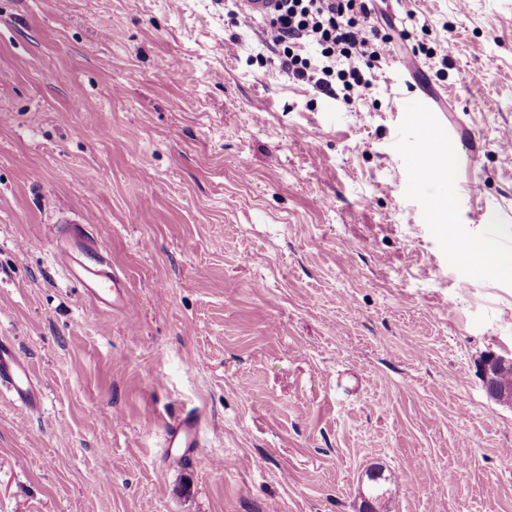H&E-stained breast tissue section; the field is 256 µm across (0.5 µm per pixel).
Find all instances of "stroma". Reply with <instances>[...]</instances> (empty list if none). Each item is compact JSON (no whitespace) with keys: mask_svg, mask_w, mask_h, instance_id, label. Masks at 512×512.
<instances>
[{"mask_svg":"<svg viewBox=\"0 0 512 512\" xmlns=\"http://www.w3.org/2000/svg\"><path fill=\"white\" fill-rule=\"evenodd\" d=\"M232 8L0 0V339L44 388L31 412L0 386V512H359L373 466L387 512H512L479 372L512 355V280L444 227L512 252V0H377L412 66L348 101ZM429 141L447 184L410 178ZM74 224L129 309L58 264ZM202 418L199 413L186 412L172 420L164 431V448H185L188 455L191 448L200 447Z\"/></svg>","mask_w":512,"mask_h":512,"instance_id":"35a3bbf8","label":"stroma"}]
</instances>
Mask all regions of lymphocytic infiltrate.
<instances>
[{
    "mask_svg": "<svg viewBox=\"0 0 512 512\" xmlns=\"http://www.w3.org/2000/svg\"><path fill=\"white\" fill-rule=\"evenodd\" d=\"M265 18L270 43L294 80L344 98L362 94L365 76L384 59L391 39L373 23L372 0H274Z\"/></svg>",
    "mask_w": 512,
    "mask_h": 512,
    "instance_id": "obj_1",
    "label": "lymphocytic infiltrate"
}]
</instances>
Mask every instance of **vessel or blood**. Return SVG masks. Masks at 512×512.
Here are the masks:
<instances>
[{
  "label": "vessel or blood",
  "instance_id": "obj_1",
  "mask_svg": "<svg viewBox=\"0 0 512 512\" xmlns=\"http://www.w3.org/2000/svg\"><path fill=\"white\" fill-rule=\"evenodd\" d=\"M88 247L82 234L72 236L70 249L61 251L59 260L74 279L80 281L88 298L105 305H127L123 281L112 272L109 264L86 263ZM0 385L6 386L13 396L29 411H37L43 401V386L33 372L28 358L7 341H0ZM202 418L187 412L172 420L164 431V445L168 448L191 449L199 447Z\"/></svg>",
  "mask_w": 512,
  "mask_h": 512
}]
</instances>
